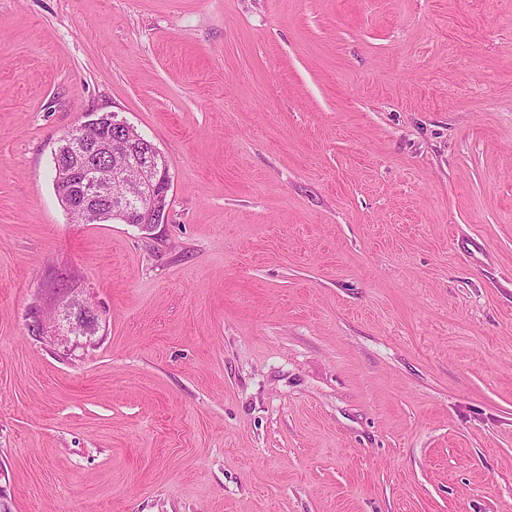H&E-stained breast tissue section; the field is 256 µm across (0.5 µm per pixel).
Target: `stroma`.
Returning <instances> with one entry per match:
<instances>
[{
  "instance_id": "obj_1",
  "label": "stroma",
  "mask_w": 512,
  "mask_h": 512,
  "mask_svg": "<svg viewBox=\"0 0 512 512\" xmlns=\"http://www.w3.org/2000/svg\"><path fill=\"white\" fill-rule=\"evenodd\" d=\"M0 512H512V0H0ZM78 127L82 130L83 139L77 141L73 147V155L80 158V163L68 165L65 158L57 157L56 165L61 168L62 180L69 183L71 194L65 201V210L69 213L78 208L84 211L89 224H99V211L101 203L105 202L112 215L104 213L102 221H109L118 217L119 223L137 224L141 229L146 228L141 217L150 215V224H162L165 221L169 208L168 192L171 186L169 171L153 163L149 155L137 159L135 152L145 154L148 152L150 141L143 139L135 151L131 146L133 138L127 134L128 124L108 120V124L101 123V117L89 119ZM102 130L105 135H102ZM118 145L116 156H123L124 165L114 173L115 178L121 179L130 175L137 176L139 195L129 200L123 197H112L108 184L97 178V168L107 154H112V146ZM155 225L153 227H155ZM66 304L69 313L73 316L69 322V334L74 335L75 338L94 336L97 333L98 325L85 301L78 294H71L70 300Z\"/></svg>"
}]
</instances>
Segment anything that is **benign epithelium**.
<instances>
[{"label":"benign epithelium","instance_id":"benign-epithelium-1","mask_svg":"<svg viewBox=\"0 0 512 512\" xmlns=\"http://www.w3.org/2000/svg\"><path fill=\"white\" fill-rule=\"evenodd\" d=\"M83 139L76 142L74 155L80 158L76 165L68 164L67 160L57 158V166L61 167L62 180L69 183L71 194L65 201V210L75 208L84 211L89 224L99 223L101 203H106L112 216L125 224H141V217L149 215L153 224L165 221L169 208L168 192L171 186L170 174L153 163L151 156L158 154L151 149V156L136 158L132 147L133 138L127 134L128 124L108 120L101 123V118L89 119L81 124ZM115 154L124 158L123 167L114 173L121 179L130 175L137 176L139 195L129 200L114 197L108 184L97 178V168L107 154ZM70 319L69 334L78 338L91 337L97 333L98 325L95 317L88 309L85 301L73 294L67 301Z\"/></svg>","mask_w":512,"mask_h":512}]
</instances>
